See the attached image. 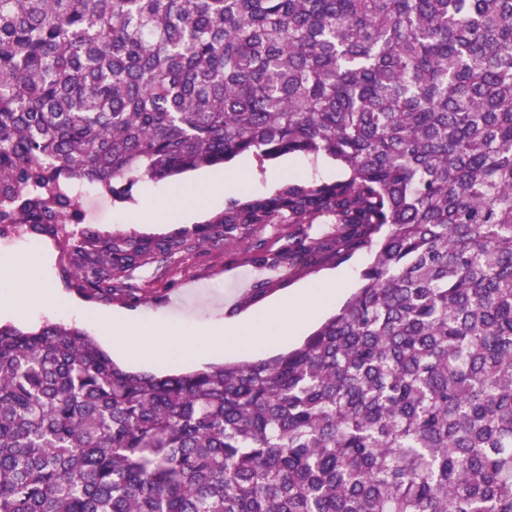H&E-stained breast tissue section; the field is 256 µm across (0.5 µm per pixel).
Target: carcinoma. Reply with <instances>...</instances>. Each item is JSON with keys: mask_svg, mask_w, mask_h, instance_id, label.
Listing matches in <instances>:
<instances>
[{"mask_svg": "<svg viewBox=\"0 0 512 512\" xmlns=\"http://www.w3.org/2000/svg\"><path fill=\"white\" fill-rule=\"evenodd\" d=\"M245 153L348 178L212 223L290 225V276L367 249L360 288L163 376L0 324V512H512V0H0V233L64 238L78 292L139 303L114 277L182 241L75 237L77 186ZM302 340H300L299 342L289 346L290 349H292V348L296 347L297 345H299ZM289 347H287V348H285L283 350H278V351L272 352L270 354H261V355L239 356V355H235V354H230L229 353V354L224 355V359L223 360H217V361H214L212 363L205 364L202 367H192V366L179 365V364H167V366L165 368H163V367H161V365H159V366H155V367L147 368V369H136V368H132V367L126 366L123 363H121L118 360H116L115 357H113V356L112 357L114 358V360L120 366H122L126 370L133 371V372H150V373L158 374V373H161V372H165L167 370H171V371H190V370H195V369H202V368H204V367H206L208 365H211V364H220V363H224V362H234V361H238V360H241V359H244V358H251V359L265 358V357H268V356L279 354V352H282V351H285V350L288 351V350H290V349H288Z\"/></svg>", "mask_w": 512, "mask_h": 512, "instance_id": "obj_1", "label": "carcinoma"}]
</instances>
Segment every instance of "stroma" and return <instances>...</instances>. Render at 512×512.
I'll return each instance as SVG.
<instances>
[{"instance_id": "35a3bbf8", "label": "stroma", "mask_w": 512, "mask_h": 512, "mask_svg": "<svg viewBox=\"0 0 512 512\" xmlns=\"http://www.w3.org/2000/svg\"><path fill=\"white\" fill-rule=\"evenodd\" d=\"M196 172L190 171L159 182L142 181L131 190V197L120 200L93 187H83L80 197V225L103 236L158 238V231L148 226L127 223L125 214L139 207L142 198L154 194L168 198L171 204L201 208L202 217L172 226L170 236L183 238L179 252L156 254L140 266L127 270L114 280L115 287L134 289L142 301L136 310L143 321L183 323L199 317L208 305L230 310L244 302L249 290L269 282L272 297L288 294L290 289L315 283L318 273L296 278L276 273L267 276L255 261L259 251L287 246L289 228L284 224H240L232 230L213 223L215 207L206 205L203 193L196 189ZM51 282L61 288L68 300L88 308L100 306L126 309L120 297L103 302L80 294L71 284L65 245L52 241Z\"/></svg>"}]
</instances>
